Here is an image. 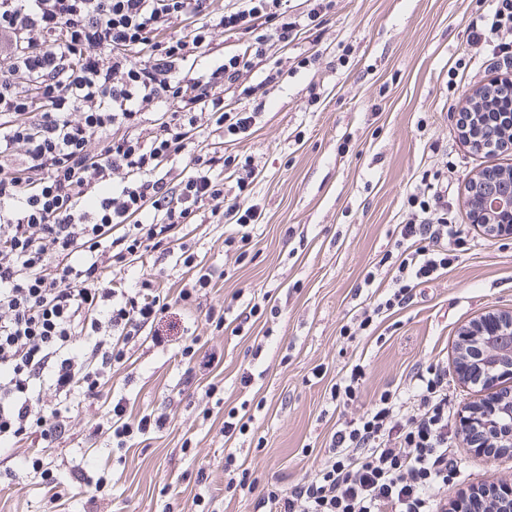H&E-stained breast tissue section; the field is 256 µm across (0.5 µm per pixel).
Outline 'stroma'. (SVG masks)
<instances>
[{
    "label": "stroma",
    "instance_id": "stroma-1",
    "mask_svg": "<svg viewBox=\"0 0 512 512\" xmlns=\"http://www.w3.org/2000/svg\"><path fill=\"white\" fill-rule=\"evenodd\" d=\"M493 9L494 0H335L319 43L303 38L293 49H272L288 75L266 95L250 135L228 148L259 172L256 256L244 266L227 258L223 225L187 228L205 266L224 274L209 303L227 304L234 315L254 296L277 306L262 355L267 372L251 389L237 382L255 337L267 330L262 323L234 333L208 324L197 308L166 310L152 328L161 343L132 346L97 398L73 404L70 436L51 449L47 469L61 476L93 464L113 473L114 487L104 496L73 487L59 512H252L250 497L224 490L225 446L236 448L261 486L313 474L336 427L329 389L355 361L366 367L355 416L385 386L407 388L412 366L434 357L450 367L451 422L480 401L479 386L454 368L457 345L473 319L512 310V239L476 225L465 184L489 165L512 168V152H478L458 128L467 95L496 78L484 57H471L464 87L448 81L469 21ZM314 49L318 62L295 66L296 56ZM441 168L467 251L413 305L380 317L371 334L341 336L355 311L354 287L394 247L408 218V194L423 171ZM190 335L217 363L197 366L185 384L176 353ZM211 382L219 386L213 397L205 394ZM116 393L134 413L166 411L171 423L114 449ZM252 399L262 404L253 432L226 442L225 409ZM39 438L33 432L0 451V512H46L45 481L19 466ZM455 443L461 471L438 495L439 512L469 489L512 483V455L464 448L460 437Z\"/></svg>",
    "mask_w": 512,
    "mask_h": 512
}]
</instances>
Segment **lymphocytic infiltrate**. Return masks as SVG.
Wrapping results in <instances>:
<instances>
[{"mask_svg":"<svg viewBox=\"0 0 512 512\" xmlns=\"http://www.w3.org/2000/svg\"><path fill=\"white\" fill-rule=\"evenodd\" d=\"M283 0H0V447L31 427L40 466L67 438L64 401L98 395L160 314L207 296L220 276L180 232L225 224L224 252L251 262L255 170L226 153L248 133L260 92L284 71L272 48L318 37L333 0H308L305 20ZM245 35L241 50L199 73L185 63L209 53L212 32ZM468 44L484 47L493 69L512 71V0H495L472 20ZM262 68L255 84L244 74ZM154 114L150 135L139 125ZM208 124L212 140L198 139ZM237 177L233 200L224 176ZM441 172H423L407 197L411 211L392 250L368 271L386 286L370 294L341 333L354 337L375 317L413 304L422 285L447 273L465 239L442 200ZM175 253L187 286L157 274L128 287L145 252ZM51 389L53 400L41 392ZM112 443L158 431L166 415L133 416L112 404ZM448 372L437 361L410 371L409 387L381 390L362 414L339 420L328 465L287 486L255 492L236 449L224 454V488L254 494V512H436L435 497L458 471L451 452Z\"/></svg>","mask_w":512,"mask_h":512,"instance_id":"obj_1","label":"lymphocytic infiltrate"}]
</instances>
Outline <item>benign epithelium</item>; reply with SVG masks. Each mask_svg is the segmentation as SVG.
Wrapping results in <instances>:
<instances>
[{"label": "benign epithelium", "instance_id": "1", "mask_svg": "<svg viewBox=\"0 0 512 512\" xmlns=\"http://www.w3.org/2000/svg\"><path fill=\"white\" fill-rule=\"evenodd\" d=\"M478 148L498 144L512 146V121L500 119L492 129L476 125L465 135ZM491 173L484 169L468 186L469 201L477 200L482 211L476 223L492 226V231L512 237V186L505 193L488 189ZM463 379L482 384L487 407L464 420L475 435L465 434L469 447L497 448L512 452V399L498 394V384L512 380V313H504L483 323L475 322L464 335L461 346Z\"/></svg>", "mask_w": 512, "mask_h": 512}]
</instances>
